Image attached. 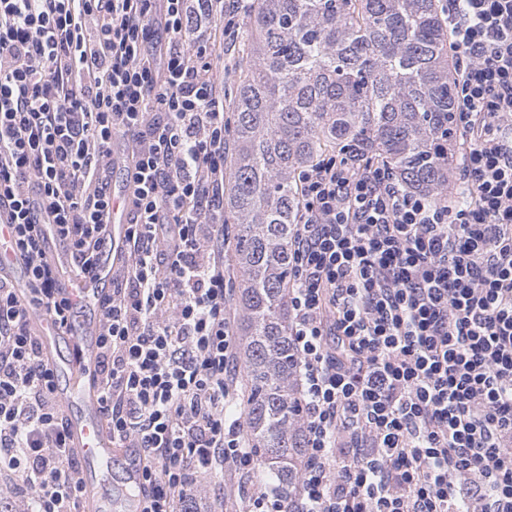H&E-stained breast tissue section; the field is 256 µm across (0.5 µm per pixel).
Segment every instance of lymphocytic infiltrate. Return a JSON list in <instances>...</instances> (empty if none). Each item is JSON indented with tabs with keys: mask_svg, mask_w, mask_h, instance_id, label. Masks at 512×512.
<instances>
[{
	"mask_svg": "<svg viewBox=\"0 0 512 512\" xmlns=\"http://www.w3.org/2000/svg\"><path fill=\"white\" fill-rule=\"evenodd\" d=\"M460 140L451 190L345 151L297 178L288 334L304 434L295 490L256 484L224 275V47L239 0H0V215L28 293L0 274V512H78L80 465L35 330L72 304L52 224L94 276L104 422L143 462V512H512V0H440Z\"/></svg>",
	"mask_w": 512,
	"mask_h": 512,
	"instance_id": "f902f5d3",
	"label": "lymphocytic infiltrate"
}]
</instances>
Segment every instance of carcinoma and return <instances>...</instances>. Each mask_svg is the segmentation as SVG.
Segmentation results:
<instances>
[{"instance_id": "1", "label": "carcinoma", "mask_w": 512, "mask_h": 512, "mask_svg": "<svg viewBox=\"0 0 512 512\" xmlns=\"http://www.w3.org/2000/svg\"><path fill=\"white\" fill-rule=\"evenodd\" d=\"M244 34L224 209L237 226L257 477L286 495L302 454L288 341L296 175L333 149H356L388 161L408 188L448 190L453 69L436 0H254Z\"/></svg>"}]
</instances>
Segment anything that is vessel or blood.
Here are the masks:
<instances>
[{
	"label": "vessel or blood",
	"instance_id": "1",
	"mask_svg": "<svg viewBox=\"0 0 512 512\" xmlns=\"http://www.w3.org/2000/svg\"><path fill=\"white\" fill-rule=\"evenodd\" d=\"M22 260L12 247L7 225L0 224V268L20 272ZM112 277L110 262H102L94 277L68 276L64 288L77 306L66 329H59L44 319L39 324V337L44 345L67 339L69 355L54 363L55 372L66 374L67 382L57 392L75 412L70 417L73 446L82 463L83 500L90 512H141L142 503L133 490L142 480L138 455L132 448H117L102 423L99 394L91 385L92 362L97 352L98 320L86 318L89 310H97L102 286ZM126 460L127 491L122 501H114L104 491V482L119 460Z\"/></svg>",
	"mask_w": 512,
	"mask_h": 512
}]
</instances>
